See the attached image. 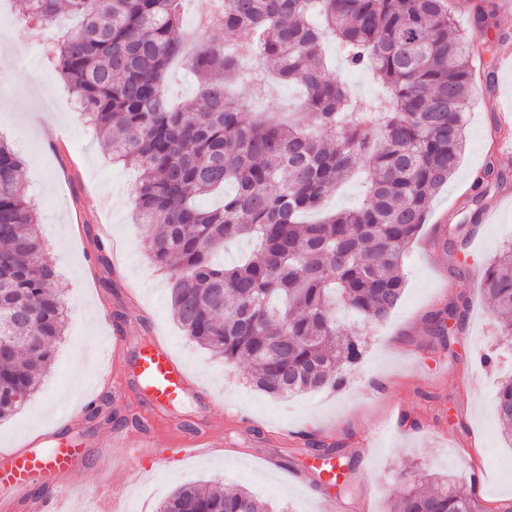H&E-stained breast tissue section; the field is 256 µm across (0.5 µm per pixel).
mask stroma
I'll list each match as a JSON object with an SVG mask.
<instances>
[{
    "label": "stroma",
    "instance_id": "obj_1",
    "mask_svg": "<svg viewBox=\"0 0 512 512\" xmlns=\"http://www.w3.org/2000/svg\"><path fill=\"white\" fill-rule=\"evenodd\" d=\"M459 28L479 32L488 72L467 116L465 150L455 175L433 198L419 237L406 251V287L391 315L367 338L361 364L336 392L278 399L250 387L248 364H224L191 341L172 318L171 285L150 261L135 224L136 168L112 161L96 133L83 123L54 68L48 34L27 27L11 0H0V42L19 39V51L0 54V136L21 156L28 195L37 212L46 259L57 270L66 325L53 364L39 388L11 418L0 420V450L46 447L52 435H69L63 418L73 393L113 413L112 422L84 416L76 433L89 454L81 470L62 477L70 504L85 512L103 483L122 491L116 512H159L176 487L211 481L243 487L274 512H319L335 499L338 512H386L391 499L415 478L452 475L472 493L475 512H499L512 500V442L493 417L501 381L512 376V349L500 345L491 304L480 288L483 270L512 244V206L489 193L494 223L468 224L467 237L446 244L445 218L456 213L487 158L499 108L512 107V72H496L498 47L512 43V0H483L490 24L478 28L468 0H450ZM122 246V276L98 262ZM466 296L465 326L450 348L430 332L432 314ZM130 344L144 335L165 342L190 381L223 399L210 422L219 441L175 455L174 428L187 420L204 427L202 395L191 394L167 414V426L141 437L147 417L142 391L118 385L130 357L113 358L112 332ZM496 350V366L478 354ZM127 431L138 481L112 470L98 455L111 427ZM344 448L346 491L326 484L313 468L308 439ZM171 456L156 469L159 454Z\"/></svg>",
    "mask_w": 512,
    "mask_h": 512
}]
</instances>
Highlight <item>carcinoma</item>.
Returning a JSON list of instances; mask_svg holds the SVG:
<instances>
[{"label":"carcinoma","mask_w":512,"mask_h":512,"mask_svg":"<svg viewBox=\"0 0 512 512\" xmlns=\"http://www.w3.org/2000/svg\"><path fill=\"white\" fill-rule=\"evenodd\" d=\"M16 2L41 29L63 9L78 20L52 53L112 158L140 172L137 221L152 262L173 279L171 310L183 332L227 364L249 362L253 385L267 394L345 387L366 329L401 300L405 251L465 147L482 49L458 30L446 0H207L221 6L213 28L304 88L306 125L243 121L248 101L226 85L244 57L219 41L187 52L182 0ZM329 41L386 94L353 98L331 70ZM176 60L197 90L172 105L165 85ZM359 174L360 206L303 220ZM492 188L512 190L493 159L459 210L478 211ZM221 190L219 206L198 205ZM37 225L24 163L0 137V341L12 344L0 356V419L37 389L64 335L65 306ZM241 240L254 242L243 262L212 263L214 248ZM481 288L496 334L512 344L511 247L485 266ZM463 303L431 318L445 347ZM494 418L512 439L511 378L498 388ZM161 512L273 510L244 488L202 483L177 488ZM392 512H475V504L437 478L396 495Z\"/></svg>","instance_id":"cac0c4a2"}]
</instances>
